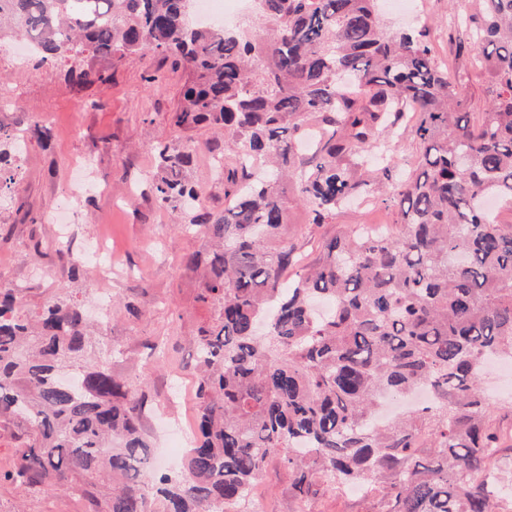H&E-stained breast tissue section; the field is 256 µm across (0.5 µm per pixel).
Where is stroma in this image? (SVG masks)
<instances>
[{"mask_svg": "<svg viewBox=\"0 0 512 512\" xmlns=\"http://www.w3.org/2000/svg\"><path fill=\"white\" fill-rule=\"evenodd\" d=\"M471 0H417V12H386L389 28L428 26L440 64L463 88L474 112L490 96L486 76L472 71L467 56L457 53L468 33L449 27L448 13L469 12ZM85 69L102 73L100 81L76 87L65 81L58 64L33 66L0 61V126L27 130L32 114L49 117L52 136H29L24 156L13 165L15 182L0 192V286L12 289L24 313H35L61 289L93 308L98 295L112 301V322L99 352H111L113 375L145 393L143 433L152 453L166 447L167 429L190 425L195 408L191 373L192 336L210 320L212 309L199 298L201 270L187 268L185 255L205 250L206 238L180 229L177 213L158 205L152 190L153 149L178 147L191 139L198 145L191 178L204 190L206 202L224 207V186L212 177L209 162L223 132L203 124L175 128L170 116L180 105L190 78L186 67L154 53L124 59L89 56ZM97 160L95 176L111 195L88 193L74 224L61 228L51 216L70 188L73 165L85 157ZM291 239L301 264H310L322 240L357 224H393L396 210L371 209L353 203L335 223L317 226L305 208L289 201ZM112 245L114 266L106 279L85 273L69 278L70 255H84L96 237ZM139 317L131 318L127 306ZM291 475L271 461L254 489L266 512H367L368 503L346 491L326 493L299 503L291 493ZM80 499L59 487L29 492L0 484V512H83Z\"/></svg>", "mask_w": 512, "mask_h": 512, "instance_id": "obj_1", "label": "stroma"}]
</instances>
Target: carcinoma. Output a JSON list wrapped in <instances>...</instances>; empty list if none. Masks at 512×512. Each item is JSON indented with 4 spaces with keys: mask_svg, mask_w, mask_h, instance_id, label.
Listing matches in <instances>:
<instances>
[{
    "mask_svg": "<svg viewBox=\"0 0 512 512\" xmlns=\"http://www.w3.org/2000/svg\"><path fill=\"white\" fill-rule=\"evenodd\" d=\"M192 0H0V36H25L40 63L69 61L78 87L104 80L85 55L151 51L190 69L172 124L224 132V210L185 176L197 146L154 148L159 204L212 242L199 298L211 321L194 337V439L184 472L151 461L144 397L107 360L79 364L90 325L55 297L19 314L0 288V417L26 423L36 448L0 482L56 485L85 512H241L278 459L293 496L362 484L375 512H503V453L482 385L492 357L512 358V224L485 208L512 203V0L467 17L471 64L492 98L477 117L434 59L422 26L393 33L379 0H261V21L197 27ZM418 140L416 168L389 156ZM16 137L0 127L2 163ZM310 223L359 199L399 207L393 230L353 228L297 264L284 183ZM317 297L334 304L314 315ZM419 409L380 422L385 397L418 387ZM120 480L101 500L75 474ZM159 505L152 510L151 504Z\"/></svg>",
    "mask_w": 512,
    "mask_h": 512,
    "instance_id": "cac0c4a2",
    "label": "carcinoma"
}]
</instances>
